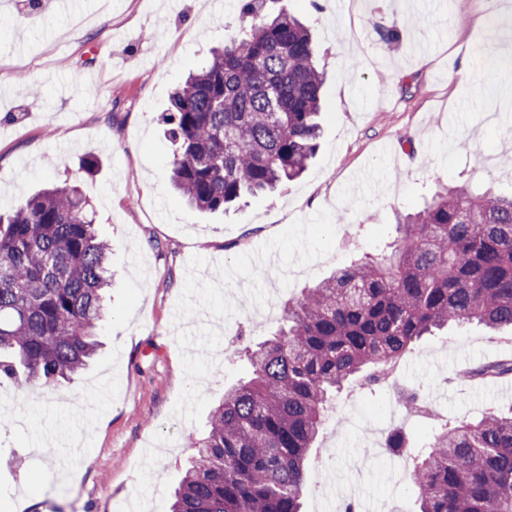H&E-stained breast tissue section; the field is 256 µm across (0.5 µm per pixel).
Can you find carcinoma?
Listing matches in <instances>:
<instances>
[{"label":"carcinoma","instance_id":"obj_1","mask_svg":"<svg viewBox=\"0 0 512 512\" xmlns=\"http://www.w3.org/2000/svg\"><path fill=\"white\" fill-rule=\"evenodd\" d=\"M241 34L171 94L170 180L215 213L298 178L319 147L324 73L311 30L278 0H241ZM386 250L339 266L243 349L251 376L224 388L169 512H301L327 403L371 387L426 336L476 321L512 336V197L469 184L434 191L398 220ZM112 244L76 187L44 189L0 213V376L22 390L72 378L98 349ZM479 378L512 376V360ZM411 460L418 512H512V411L440 423Z\"/></svg>","mask_w":512,"mask_h":512}]
</instances>
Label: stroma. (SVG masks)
<instances>
[{
	"instance_id": "1",
	"label": "stroma",
	"mask_w": 512,
	"mask_h": 512,
	"mask_svg": "<svg viewBox=\"0 0 512 512\" xmlns=\"http://www.w3.org/2000/svg\"><path fill=\"white\" fill-rule=\"evenodd\" d=\"M110 0L91 8L15 12L0 31V206L48 184L80 188L112 244L115 283L97 333L102 349L73 380L16 391L0 379V512H166L190 440L225 385L247 376L240 352L279 325L286 303L396 236L398 213L436 185L469 179L512 194V116L489 111L512 53V0H283L311 25L326 75L322 140L307 171L270 197L210 215L170 186L174 146L161 119L173 88L211 47L239 33L240 0ZM400 30L383 66L365 69L374 24ZM96 154L95 172L85 159ZM512 359V341L476 325L428 337L375 392L349 384L312 449L301 512H344L314 484L365 463L356 506L416 512L407 468L373 452L377 419L427 445L440 417L508 409L501 382L470 383L476 365ZM417 390L436 405L418 417Z\"/></svg>"
}]
</instances>
